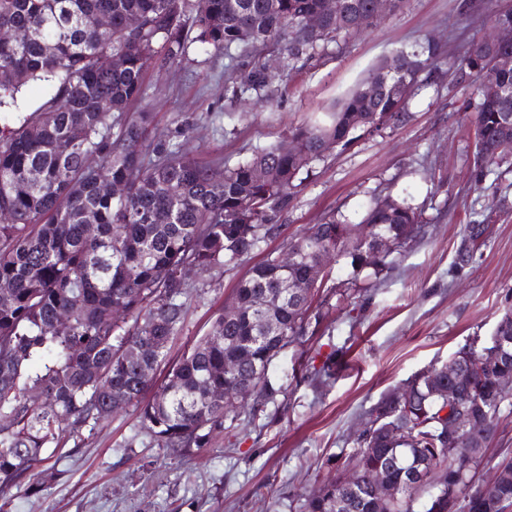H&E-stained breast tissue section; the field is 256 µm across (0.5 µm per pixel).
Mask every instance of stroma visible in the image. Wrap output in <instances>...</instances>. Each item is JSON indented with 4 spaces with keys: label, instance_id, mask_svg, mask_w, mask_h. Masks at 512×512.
<instances>
[{
    "label": "stroma",
    "instance_id": "35a3bbf8",
    "mask_svg": "<svg viewBox=\"0 0 512 512\" xmlns=\"http://www.w3.org/2000/svg\"><path fill=\"white\" fill-rule=\"evenodd\" d=\"M459 0H404L370 28L342 33L312 56L289 59L282 47L262 57L277 78L261 92L233 97L251 68L248 53L190 51L148 70L142 102L154 112L152 141L179 143L205 159L235 166L259 149L285 143L289 130L329 119L368 73L398 50L439 45L441 79L418 82L405 121L362 133L315 161L280 216L276 234L238 264L192 274L195 291L169 344L179 359L209 332L237 283L267 254L280 253L328 215L359 223L376 198L392 196L422 211V233L395 257L382 281L359 289L350 304L328 294V318L309 341L293 343L268 375L284 391L258 416L237 409L205 447L167 455L129 404L67 437L29 483L0 497V512H304L329 458L355 446L369 409L385 393L464 345L486 346L512 310V165L482 181L472 176L474 78L459 59L490 29L501 0H477L470 22ZM473 246L472 260L456 262ZM512 458V395L476 469L486 481Z\"/></svg>",
    "mask_w": 512,
    "mask_h": 512
}]
</instances>
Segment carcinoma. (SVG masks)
<instances>
[{
    "mask_svg": "<svg viewBox=\"0 0 512 512\" xmlns=\"http://www.w3.org/2000/svg\"><path fill=\"white\" fill-rule=\"evenodd\" d=\"M324 0H0V493L18 486L39 464L64 447L66 434L112 415L118 389L139 405L141 426L180 458L208 442L206 429L223 424L237 405L257 415L284 392L268 378L272 359L302 342L326 301L288 299L290 273L270 253L234 290L244 312L234 323L219 313L212 330L173 365L168 344L184 322L191 295L188 272L223 269L251 254L278 229V217L310 172L313 161L359 131L355 118L376 112L381 123L399 121L420 77L436 70L439 48L400 52L376 66L323 125L295 128L299 151L257 150L233 167L203 162L169 142L148 144L151 113L129 112L142 95L145 72L186 58L195 45L231 55L251 54L248 88L270 75L263 52L284 46L309 55L341 33L371 27L373 0H336L341 21L326 15L317 31L302 23L323 13ZM134 16L139 28L129 31ZM110 19L103 27L99 19ZM119 58L111 69L100 54ZM512 45L491 47L479 39L460 59L485 63ZM504 97L475 105L473 172L482 178L512 157L502 132L512 113V69L497 71ZM43 90L36 101L26 89ZM266 172L258 182L255 169ZM111 183L125 194L105 192ZM378 224L402 248L422 230L408 205L387 211L373 201L361 220ZM97 225L94 236L86 225ZM411 224L416 233H406ZM342 221L331 217L294 242L307 254L336 250ZM353 278L336 285L347 299L358 276L379 280L393 268L387 257L353 247L340 252ZM69 313L65 323L58 321ZM150 340L162 345L150 357L129 352ZM462 347L461 407L473 419L474 439L488 444L507 394L498 378L512 375V350L490 368ZM241 359L237 374L224 363ZM167 367L162 381L157 372ZM165 393L142 401L152 388ZM372 407L356 447L336 457L321 493L306 512H512V460L496 465L509 476L497 495L483 497L471 475L483 452L449 447L445 405L415 375ZM39 390L44 403L27 400ZM397 424L404 441L384 434ZM399 488L397 501L379 507L365 476Z\"/></svg>",
    "mask_w": 512,
    "mask_h": 512,
    "instance_id": "carcinoma-1",
    "label": "carcinoma"
}]
</instances>
